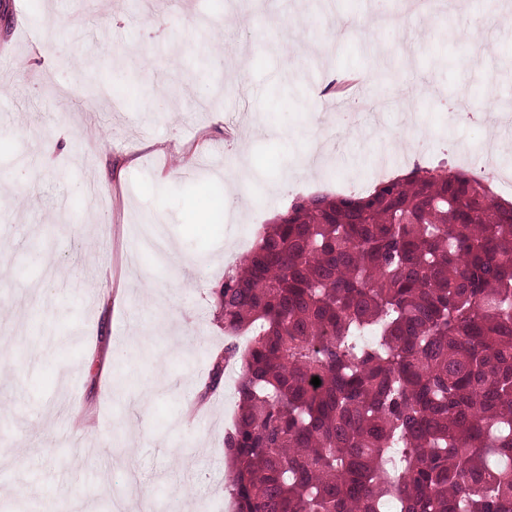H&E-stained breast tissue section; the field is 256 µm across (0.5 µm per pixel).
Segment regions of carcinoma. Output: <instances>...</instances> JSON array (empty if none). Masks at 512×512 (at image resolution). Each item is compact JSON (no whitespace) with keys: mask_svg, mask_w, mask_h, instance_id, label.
I'll return each mask as SVG.
<instances>
[{"mask_svg":"<svg viewBox=\"0 0 512 512\" xmlns=\"http://www.w3.org/2000/svg\"><path fill=\"white\" fill-rule=\"evenodd\" d=\"M217 306L198 399L240 365L234 512H512V203L487 179L299 197Z\"/></svg>","mask_w":512,"mask_h":512,"instance_id":"1","label":"carcinoma"}]
</instances>
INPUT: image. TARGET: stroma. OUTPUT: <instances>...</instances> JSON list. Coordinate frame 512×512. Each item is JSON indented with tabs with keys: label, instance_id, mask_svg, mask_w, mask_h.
Here are the masks:
<instances>
[{
	"label": "stroma",
	"instance_id": "obj_1",
	"mask_svg": "<svg viewBox=\"0 0 512 512\" xmlns=\"http://www.w3.org/2000/svg\"><path fill=\"white\" fill-rule=\"evenodd\" d=\"M508 0L396 32L377 29L373 0H0V337L14 365L0 374V512H141L130 484L179 485L187 512L228 507L224 434L235 380L190 421L212 352L224 346L214 292L256 232L301 196L364 194L380 157L406 171L422 133L425 163L458 169L481 155L483 131L449 123L445 98L493 95L512 114V21L477 17ZM470 67H462L463 59ZM362 73L357 94L389 101L372 128L342 129L317 156L309 124L329 125L322 89ZM195 154L178 167L165 143ZM242 211L191 204L229 196L241 160ZM96 410L80 435L75 403ZM28 455L15 460L17 443ZM112 457L97 453L101 443Z\"/></svg>",
	"mask_w": 512,
	"mask_h": 512
}]
</instances>
